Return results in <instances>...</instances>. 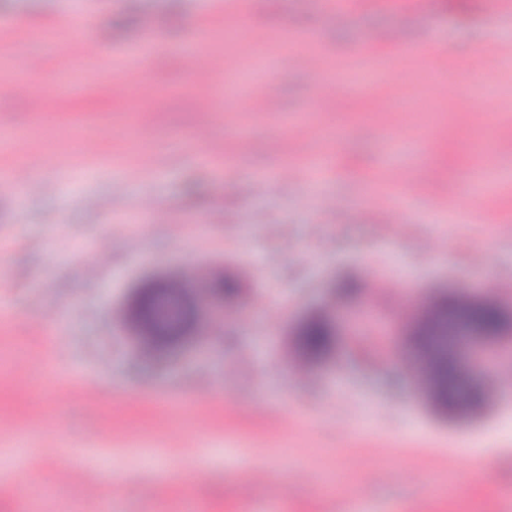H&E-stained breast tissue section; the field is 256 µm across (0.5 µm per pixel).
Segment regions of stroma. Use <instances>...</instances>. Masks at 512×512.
I'll list each match as a JSON object with an SVG mask.
<instances>
[{
    "label": "stroma",
    "instance_id": "1",
    "mask_svg": "<svg viewBox=\"0 0 512 512\" xmlns=\"http://www.w3.org/2000/svg\"><path fill=\"white\" fill-rule=\"evenodd\" d=\"M213 2L0 0V87L31 88L0 94V512H512V360L488 413L446 422L410 346L440 290L512 308V10ZM206 13L191 75L176 48ZM248 24L268 40L228 41ZM269 81L280 109L256 111ZM152 279L194 323L154 356L125 312ZM316 312L320 360L294 340ZM323 327L327 330V334L329 337V341L327 345L320 349L327 340V336L324 335V331L321 328ZM317 327V328H315ZM314 328L310 334L309 331ZM309 334V336H308ZM296 336H298V344L300 348L312 359H321L324 357L333 345L336 343V328L333 323L327 318L316 315L307 319L299 328ZM307 336V341H306ZM308 342V343H307ZM313 348H312V347Z\"/></svg>",
    "mask_w": 512,
    "mask_h": 512
}]
</instances>
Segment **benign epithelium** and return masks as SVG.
<instances>
[{"instance_id": "benign-epithelium-1", "label": "benign epithelium", "mask_w": 512, "mask_h": 512, "mask_svg": "<svg viewBox=\"0 0 512 512\" xmlns=\"http://www.w3.org/2000/svg\"><path fill=\"white\" fill-rule=\"evenodd\" d=\"M176 284L149 283L135 290L131 306L128 308L132 323L151 351L172 345L188 335L191 318L188 317L186 299H181L179 317L171 322L160 320L156 313L158 302L164 296L173 293ZM458 303V295L445 291L434 302V310L424 314L414 328L412 343L420 354V362L427 384L428 400L435 411L446 418L470 416L483 412L489 405L490 397L479 378L494 368L497 363L512 355V345L479 348L471 343L476 337L495 340L500 336L512 337V311L506 312L500 306L490 302L467 301L458 309L460 335L465 337L459 346L448 343L441 347L433 337L441 335L445 323L448 305ZM484 309L494 311V323L483 326L478 315ZM327 330L329 341L320 349L312 348L306 341L309 331L315 327ZM300 348L312 359L324 357L336 343V328L327 318L316 315L307 319L297 332ZM468 349L470 352L471 381L461 380V371L457 354Z\"/></svg>"}]
</instances>
